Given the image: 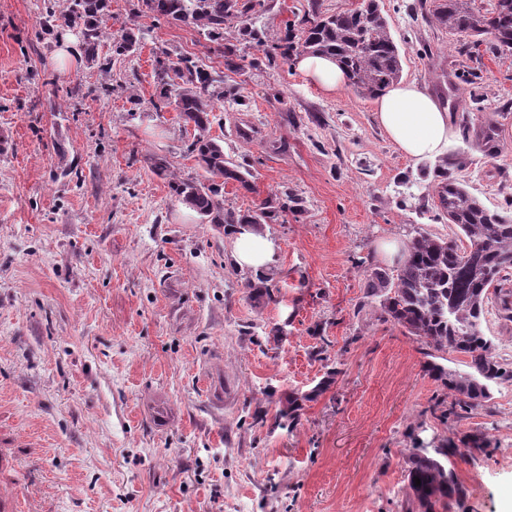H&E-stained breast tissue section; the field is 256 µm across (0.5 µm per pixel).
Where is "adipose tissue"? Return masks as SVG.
Segmentation results:
<instances>
[{
    "instance_id": "ef3b65f1",
    "label": "adipose tissue",
    "mask_w": 512,
    "mask_h": 512,
    "mask_svg": "<svg viewBox=\"0 0 512 512\" xmlns=\"http://www.w3.org/2000/svg\"><path fill=\"white\" fill-rule=\"evenodd\" d=\"M294 63L302 75L323 92L333 93L347 85V78L333 58L301 55ZM376 118L390 139L413 162L420 164L446 158L457 133L452 114L440 107L426 87L413 81L390 85L376 101ZM232 257L239 268L263 273L273 269L276 245L253 227L228 228Z\"/></svg>"
}]
</instances>
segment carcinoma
I'll list each match as a JSON object with an SVG mask.
<instances>
[{
  "label": "carcinoma",
  "instance_id": "cac0c4a2",
  "mask_svg": "<svg viewBox=\"0 0 512 512\" xmlns=\"http://www.w3.org/2000/svg\"><path fill=\"white\" fill-rule=\"evenodd\" d=\"M425 17L433 25L478 45L480 37L497 51L512 49V0H493L491 12L481 15L472 0H420ZM269 10L266 0H138L137 13L155 19L196 27L211 42L241 37L265 46L267 63L274 64L294 53L329 55L346 72L349 86L363 97L378 96L396 82L402 70L401 53L390 32L379 0H361L354 8L324 14L317 2L300 20L301 35L286 30L284 38L265 45L254 19ZM109 0H70L66 12L50 13L48 23L56 28H78L85 53L96 61L103 37L102 19ZM141 42V29L128 27L113 37L115 52L131 53ZM155 111L173 106L186 123L193 124L187 151L204 171L200 177L171 182L173 195L190 205L208 224H273L288 204L297 199L269 196L256 209L236 212L224 208V183L233 180L250 192L247 174L224 159V147L211 135L217 105L235 99L234 89L224 87V76L183 55L166 56L155 72ZM464 137H472L488 156L501 150L498 123L487 118L478 125H462ZM434 186L436 208L467 239L468 247L419 232L411 238L407 255L396 272L375 268L366 280V297L374 300L379 317L406 329L433 349L426 371L448 388L454 401L448 416L474 410L491 398L493 387L512 383V363L495 353L493 340L483 332L489 291L501 297L509 312L512 291V213L487 208L441 166ZM269 276L257 275L247 287L259 298H272ZM461 354L469 358L468 370L460 372L434 361L436 353ZM338 371L332 369L309 392L291 393L279 416L295 422L303 402L329 389ZM459 449L448 445L417 446L409 457L407 480L418 512H434L435 506L461 493L451 458ZM420 485H415L414 478Z\"/></svg>",
  "mask_w": 512,
  "mask_h": 512
}]
</instances>
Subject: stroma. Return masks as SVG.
Returning <instances> with one entry per match:
<instances>
[{"instance_id":"obj_1","label":"stroma","mask_w":512,"mask_h":512,"mask_svg":"<svg viewBox=\"0 0 512 512\" xmlns=\"http://www.w3.org/2000/svg\"><path fill=\"white\" fill-rule=\"evenodd\" d=\"M110 0L105 25L136 20L134 55L102 40L97 60L54 62L45 12L69 0H0V492L16 512H407L416 441L460 448L464 488L446 512H512V384L445 418L425 344L364 306L372 268L396 269L382 241L426 232L464 244L439 218L437 163L413 165L378 126L375 101L326 93L292 63L248 66L183 23L134 17ZM260 24L282 38L309 0H268ZM382 0L402 78L454 121L496 113L501 152L460 140L451 175L486 207L512 198V50L480 51L460 73L456 36ZM224 75L212 134L252 174L224 187L245 212L285 192L299 209L262 225L277 247L273 299L251 298L223 227L177 201L169 176L202 170L174 107L154 111L163 52ZM112 93H105V86ZM331 387L297 424L277 419L326 367Z\"/></svg>"}]
</instances>
